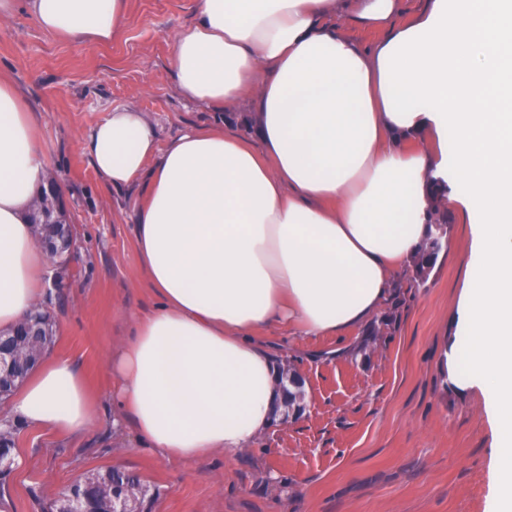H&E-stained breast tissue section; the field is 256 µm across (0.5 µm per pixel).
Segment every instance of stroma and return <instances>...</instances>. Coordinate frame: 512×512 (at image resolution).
Segmentation results:
<instances>
[{
	"label": "stroma",
	"mask_w": 512,
	"mask_h": 512,
	"mask_svg": "<svg viewBox=\"0 0 512 512\" xmlns=\"http://www.w3.org/2000/svg\"><path fill=\"white\" fill-rule=\"evenodd\" d=\"M127 14L107 43L50 34L22 5L0 19V76L37 115L48 172L62 188L58 203L78 233L68 268L50 270L59 282L44 297L56 326L50 353L80 368L99 412L98 427L82 436L19 426L16 462L0 478V512H43L53 495L112 466L159 488L153 512H492L495 437L484 397L448 388L444 374L473 252L469 220L454 209L433 278L403 289L368 359L340 351L333 336L263 332L300 374L305 410L238 459H167L133 430L113 436L107 355L126 339L129 317L149 313L157 296L136 250L143 196L106 184L85 141L123 107L144 112L162 144L191 126L251 133L247 105L189 102L169 66L176 37L196 20V0H127Z\"/></svg>",
	"instance_id": "stroma-1"
}]
</instances>
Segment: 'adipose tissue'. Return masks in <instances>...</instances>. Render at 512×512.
I'll list each match as a JSON object with an SVG mask.
<instances>
[{
    "instance_id": "adipose-tissue-1",
    "label": "adipose tissue",
    "mask_w": 512,
    "mask_h": 512,
    "mask_svg": "<svg viewBox=\"0 0 512 512\" xmlns=\"http://www.w3.org/2000/svg\"><path fill=\"white\" fill-rule=\"evenodd\" d=\"M342 0H198L175 42L182 95L256 105L255 140L188 128L159 145L117 108L88 136L112 187L147 183L136 248L155 309L112 351V402L165 458L236 460L278 423L282 366L260 330L342 335L394 294L424 240L432 181L473 218L454 382L479 390L496 438V512H512V0H435L372 48L336 30ZM56 35L110 41L125 0H28ZM47 161L0 77V328L41 301L31 216ZM79 436L98 423L83 373L43 358L0 420Z\"/></svg>"
}]
</instances>
